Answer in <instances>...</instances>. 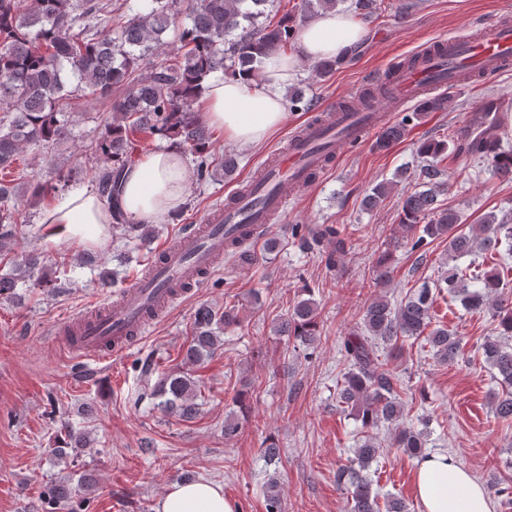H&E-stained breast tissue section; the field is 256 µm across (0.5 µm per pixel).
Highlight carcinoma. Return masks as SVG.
Listing matches in <instances>:
<instances>
[{
  "label": "carcinoma",
  "instance_id": "1",
  "mask_svg": "<svg viewBox=\"0 0 512 512\" xmlns=\"http://www.w3.org/2000/svg\"><path fill=\"white\" fill-rule=\"evenodd\" d=\"M274 0H122L123 22L112 32V0H0V170L13 167L18 157L35 146L58 144L67 132V112L78 91L109 97L111 117L104 132L91 146L98 161L94 182L99 194L112 208V219L125 234L139 241L153 237L151 224H129L119 207V190L126 167L138 158V133L159 134L174 146L191 153L198 180L230 172L235 159L224 158L212 165L213 141L210 129L194 111L208 79L217 72L243 73L253 78L261 74L263 61L283 53L294 40L297 17L310 18L334 11L338 0H300L295 9L285 11L275 23L265 21ZM177 32L178 45L171 49L166 36ZM451 104L438 95L420 103L417 111L387 126L376 141L387 149L402 139L407 127L429 112H446ZM418 154L425 159L417 179L423 190L406 192L402 198L400 229L411 252H424L437 239L448 241L452 260L494 253L512 243V225L485 216L474 232L461 229V214L437 203L443 184L438 181L439 164L450 155L465 153L487 165L493 174L512 178V149L504 148L485 128L477 133L421 142ZM80 181L79 173L58 175L57 182L35 177L19 187L0 182V252L12 250L16 236L15 205L20 194H29L30 203H40L50 195H61ZM389 183L374 185L364 197L365 206L377 208L391 191ZM301 247L316 250L326 265L336 266L344 253L345 239L333 224L306 228L298 234ZM392 255L384 251L375 267V280L384 287L390 282ZM44 263L36 250L11 263L0 272V295L14 293L19 281L43 272ZM448 291L475 313H487L497 321L498 337L482 344L485 361L496 370L501 392L495 397L497 420L512 422V347L501 337H512V295L503 291L498 272H481L478 267L453 265L445 278ZM297 301L286 316L274 325L279 336L294 339L307 350H315L319 340L316 302L312 289ZM239 323L233 309L219 312L202 306L194 319V334L185 351V362L197 364L220 347L217 330ZM424 338L433 356L453 362L461 355V341L447 329L432 326V298L429 288L409 290L394 303L385 295L375 298L365 309L362 327L344 337L340 352L348 365L337 384L338 403L350 411L361 427L374 429L379 423L395 428L394 443L413 458L428 457L427 432L402 425L405 408L397 387L399 378L386 358L405 339ZM145 398L162 403L185 420L195 418L200 388L183 370L160 372L152 361L141 366ZM379 454V445L370 435L357 443L348 464L337 471V481L345 483L347 512H380L378 494L373 491L367 471ZM266 512H282L279 485L268 483Z\"/></svg>",
  "mask_w": 512,
  "mask_h": 512
}]
</instances>
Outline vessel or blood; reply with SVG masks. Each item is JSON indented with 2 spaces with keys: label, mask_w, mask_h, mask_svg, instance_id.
Returning a JSON list of instances; mask_svg holds the SVG:
<instances>
[{
  "label": "vessel or blood",
  "mask_w": 512,
  "mask_h": 512,
  "mask_svg": "<svg viewBox=\"0 0 512 512\" xmlns=\"http://www.w3.org/2000/svg\"><path fill=\"white\" fill-rule=\"evenodd\" d=\"M419 64L401 69L381 93L361 92L349 101H328L291 136L286 148L263 164L258 195L231 192L200 223L178 235L151 261V273L118 296L91 304L51 334L60 349L104 363L140 343L153 316H165L206 274L220 268L231 248L260 242L269 224L288 211L291 194L309 188L344 147L362 144L388 125V115L421 103L436 91L498 79L512 70V18L476 24L468 35L440 38L414 51Z\"/></svg>",
  "instance_id": "1"
}]
</instances>
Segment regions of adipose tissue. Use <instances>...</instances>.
I'll use <instances>...</instances> for the list:
<instances>
[{"mask_svg":"<svg viewBox=\"0 0 512 512\" xmlns=\"http://www.w3.org/2000/svg\"><path fill=\"white\" fill-rule=\"evenodd\" d=\"M362 34V25L348 14L318 15L298 30L294 53L267 59L262 80L213 75L203 95L206 120L222 129L228 141L261 147L287 119L282 93L299 65L340 57ZM187 193L185 157L168 147L143 154L127 169L122 203L129 221L152 222L175 211ZM42 221L53 225L57 234L98 244L112 213L95 190L82 187L60 196L44 211ZM416 489L422 512H492L486 491L443 456L419 463ZM156 512H236V507L219 484L198 480L172 484Z\"/></svg>","mask_w":512,"mask_h":512,"instance_id":"1","label":"adipose tissue"}]
</instances>
